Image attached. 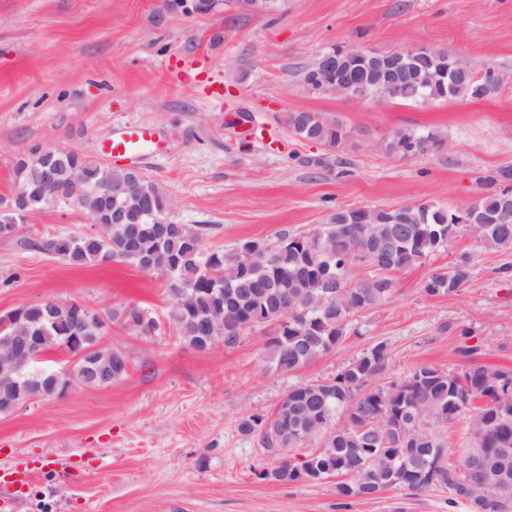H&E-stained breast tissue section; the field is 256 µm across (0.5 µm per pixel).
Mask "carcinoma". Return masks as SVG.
<instances>
[{"label": "carcinoma", "mask_w": 512, "mask_h": 512, "mask_svg": "<svg viewBox=\"0 0 512 512\" xmlns=\"http://www.w3.org/2000/svg\"><path fill=\"white\" fill-rule=\"evenodd\" d=\"M333 52L343 65L359 72L349 94L355 98H387L433 102L456 96H484L494 88L491 75L468 79L448 90V78L458 64L437 50L412 53L414 62L400 87L378 93L368 72L348 59L345 47ZM290 132L305 141L335 146L349 135L341 125L316 112H290ZM441 139L433 132L401 128L384 150L403 158L437 149ZM46 166L55 170L51 185L35 181ZM15 181L28 185V201L12 204L13 222H0V236L11 233L30 211L77 206L94 222L93 233L29 237V250L56 257L73 266L124 261L144 272L166 277L173 305L169 321L183 346L202 351L211 347L202 325L214 322L224 332V346L233 347L257 328L268 329V363L285 373L326 355L345 341L357 313L387 301L393 294L392 274L425 261L459 234L455 214L448 207L423 204L418 210L350 208L336 211L322 227L299 234H281L275 243L247 240L230 249L204 248L209 225L198 228L173 220L170 198L148 175H132L112 168L78 150L51 156L39 144L17 158ZM126 193L118 202L92 195L107 182ZM487 188L475 204L484 213L512 210V168H497L481 177ZM124 213L114 218L113 206ZM482 249L512 246V223L482 227L476 237ZM473 257L463 255L448 267L432 271L423 289L428 296L458 291L468 281ZM367 268L359 278L356 268ZM109 322L148 335L158 324L138 306L107 313ZM21 335L36 337L42 354L63 347L69 336L81 337L88 349L85 362L94 364L96 341L107 327L89 319L81 324L71 307L58 304L52 318L42 304L16 308L0 315V336L15 327ZM112 371L118 379L128 373L125 352L112 347ZM389 362L388 347L380 342L362 352L332 378L296 386L281 398L271 415L249 416L239 423L246 436H257L271 459L259 478L280 483L317 482L342 477L336 490L344 499H375L393 487L420 493L448 492V502L463 503L469 512H512V423L495 426L501 405L512 413V370L472 363L460 376L433 366L416 369L407 379L383 383ZM471 426L483 422L494 429L476 437L478 455L485 461L466 469V447L453 462L439 428L469 411Z\"/></svg>", "instance_id": "carcinoma-1"}]
</instances>
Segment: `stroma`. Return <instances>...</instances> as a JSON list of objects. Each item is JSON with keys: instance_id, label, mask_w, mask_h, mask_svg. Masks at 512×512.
Returning a JSON list of instances; mask_svg holds the SVG:
<instances>
[{"instance_id": "obj_1", "label": "stroma", "mask_w": 512, "mask_h": 512, "mask_svg": "<svg viewBox=\"0 0 512 512\" xmlns=\"http://www.w3.org/2000/svg\"><path fill=\"white\" fill-rule=\"evenodd\" d=\"M162 0H0V200L17 156L60 144L100 159V143L130 122L163 128L166 152L137 166L171 198L173 220L210 225L206 249L307 233L344 208L465 206L480 175L512 167V0H286L272 13L232 8L154 15ZM391 53L429 46L493 72L482 98L432 103L310 93L303 75L337 46ZM317 112L351 132L340 147L291 134V112ZM401 128L431 131L441 149L411 158L383 145ZM75 207L31 215L22 237L79 235ZM470 254L458 291L431 297L432 269ZM391 298L354 316L332 353L287 374L269 369L264 332L234 347L184 348L168 323L164 276L126 262L82 267L0 240V313L53 300L97 312L137 305L149 336L112 324L105 340L129 360L107 389L78 387L0 414V470L33 479L19 512H468L443 491L395 488L341 507L335 479H260L270 460L242 418L268 415L295 386L333 377L374 344L388 379L433 366L462 374L459 351L512 368V247L481 250L460 235L395 275Z\"/></svg>"}]
</instances>
